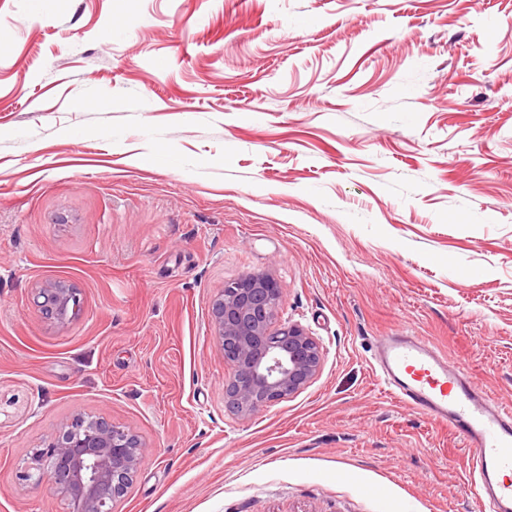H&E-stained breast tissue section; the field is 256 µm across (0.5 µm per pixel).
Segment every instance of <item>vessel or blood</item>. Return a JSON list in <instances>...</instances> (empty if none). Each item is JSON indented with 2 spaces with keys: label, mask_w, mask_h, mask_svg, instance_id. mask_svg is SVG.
I'll return each instance as SVG.
<instances>
[{
  "label": "vessel or blood",
  "mask_w": 512,
  "mask_h": 512,
  "mask_svg": "<svg viewBox=\"0 0 512 512\" xmlns=\"http://www.w3.org/2000/svg\"><path fill=\"white\" fill-rule=\"evenodd\" d=\"M374 371L413 410L446 423L462 437L471 492L482 512H512V410L476 390L467 369L438 354L408 329L381 337Z\"/></svg>",
  "instance_id": "b4317fda"
}]
</instances>
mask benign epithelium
Segmentation results:
<instances>
[{
	"label": "benign epithelium",
	"instance_id": "benign-epithelium-1",
	"mask_svg": "<svg viewBox=\"0 0 512 512\" xmlns=\"http://www.w3.org/2000/svg\"><path fill=\"white\" fill-rule=\"evenodd\" d=\"M36 298L59 324L74 319L79 305L75 289L61 282L42 285ZM281 304V285L268 273L230 280L213 299L211 333L231 370L225 398L243 416L298 393L321 369L319 341L298 324L280 323ZM146 452L127 427L78 414L33 451L19 479L47 486L69 512H114Z\"/></svg>",
	"mask_w": 512,
	"mask_h": 512
}]
</instances>
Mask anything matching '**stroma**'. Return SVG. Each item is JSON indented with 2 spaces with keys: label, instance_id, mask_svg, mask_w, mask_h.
<instances>
[{
  "label": "stroma",
  "instance_id": "35a3bbf8",
  "mask_svg": "<svg viewBox=\"0 0 512 512\" xmlns=\"http://www.w3.org/2000/svg\"><path fill=\"white\" fill-rule=\"evenodd\" d=\"M263 271L324 358L245 418L210 309ZM403 326L512 406V0H0V512H67L18 471L79 413L148 446L116 512H478ZM36 306L59 324L74 319L79 299L74 288L61 282L47 283L36 289ZM42 298V301L39 299Z\"/></svg>",
  "mask_w": 512,
  "mask_h": 512
}]
</instances>
